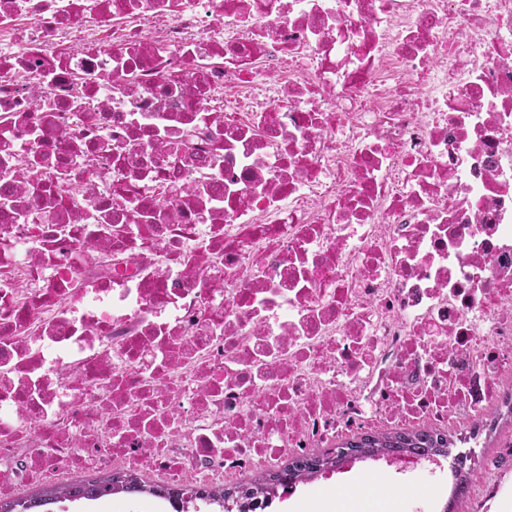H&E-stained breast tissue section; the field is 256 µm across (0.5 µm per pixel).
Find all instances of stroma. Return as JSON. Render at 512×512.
Wrapping results in <instances>:
<instances>
[{
    "label": "stroma",
    "instance_id": "35a3bbf8",
    "mask_svg": "<svg viewBox=\"0 0 512 512\" xmlns=\"http://www.w3.org/2000/svg\"><path fill=\"white\" fill-rule=\"evenodd\" d=\"M490 413L496 425L493 430L482 431L478 438L470 487L457 503L456 512H512V456L505 450L506 443L512 442V413L501 396L491 402ZM434 465L441 471L440 493L433 503L423 506L416 496ZM398 486L404 488V497L389 502L388 491ZM450 487V461L443 457L422 461L407 474L399 473L391 462L351 459L315 481L298 486L295 494L275 502L271 512H327L331 504L337 512H384L390 504L396 512H443Z\"/></svg>",
    "mask_w": 512,
    "mask_h": 512
}]
</instances>
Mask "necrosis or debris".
Returning <instances> with one entry per match:
<instances>
[{"label":"necrosis or debris","instance_id":"necrosis-or-debris-1","mask_svg":"<svg viewBox=\"0 0 512 512\" xmlns=\"http://www.w3.org/2000/svg\"><path fill=\"white\" fill-rule=\"evenodd\" d=\"M5 169L0 497L220 484L512 380V0H0Z\"/></svg>","mask_w":512,"mask_h":512}]
</instances>
